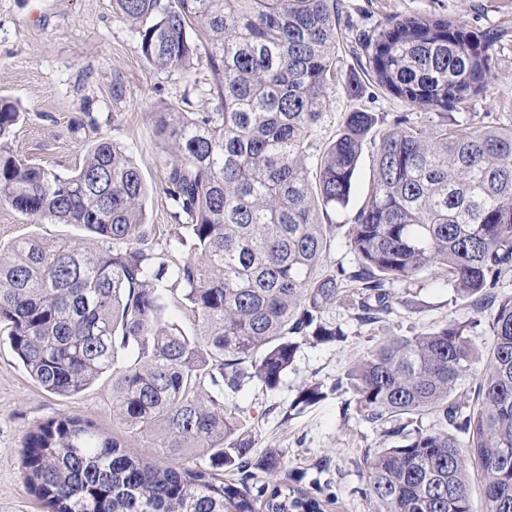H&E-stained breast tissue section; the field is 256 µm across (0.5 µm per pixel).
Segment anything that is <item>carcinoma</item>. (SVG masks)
I'll return each mask as SVG.
<instances>
[{
    "label": "carcinoma",
    "mask_w": 512,
    "mask_h": 512,
    "mask_svg": "<svg viewBox=\"0 0 512 512\" xmlns=\"http://www.w3.org/2000/svg\"><path fill=\"white\" fill-rule=\"evenodd\" d=\"M117 4L147 63L188 77L203 50L212 73L214 111L154 113L188 257L156 268L141 248L147 188L121 145L100 140L63 175L14 152L21 112L0 100V204L99 242L25 238L0 253V321L49 393H80L112 371L113 416L157 458H131L90 421L51 418L24 438L29 492L46 512H323L282 451L252 459L229 397L254 382L277 389L302 341L340 340L326 319L336 303L350 296L357 320L376 323L392 312V285L427 273L488 315L494 343L473 373L480 320H451L386 339L348 368L357 414L400 438L366 451L365 494L381 512H512V295L498 292L512 272V124L460 130L451 113L484 92L494 40L418 16L373 31L363 40L373 83L432 116L400 112L375 138L379 118L352 111L321 145L314 133L339 78L337 0ZM368 145L372 182L346 233L356 263L336 269L331 214L347 206ZM177 291L197 313L191 334L166 317ZM468 376L473 392L459 391ZM322 397L311 383L292 406ZM189 452L208 465L173 466ZM224 468L240 479L220 478ZM253 469L271 482L258 497L246 486Z\"/></svg>",
    "instance_id": "cac0c4a2"
}]
</instances>
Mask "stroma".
Listing matches in <instances>:
<instances>
[{"label": "stroma", "mask_w": 512, "mask_h": 512, "mask_svg": "<svg viewBox=\"0 0 512 512\" xmlns=\"http://www.w3.org/2000/svg\"><path fill=\"white\" fill-rule=\"evenodd\" d=\"M406 16L447 18L476 35L500 33L490 53L492 77L485 93L455 109L460 127L473 115L489 113L512 123V0H340L341 35L336 49L340 81L329 86L327 106L316 135L331 141L346 112L375 114L405 111L389 94L375 91L364 59L352 48L360 34ZM363 93L349 96L346 81ZM211 81L206 67L192 78L149 65L134 25L125 21L116 0H0V99L19 105L23 116L13 147L30 161L59 173L74 172L87 151L103 138L125 148L148 187L145 201L150 226L143 244L153 264L174 267L188 256L174 239L168 201L162 189L163 148L155 136L153 115L175 105L186 112H209L213 102L204 90ZM372 157L363 154L346 208L328 257L332 267L351 268L355 257L344 223L361 205L370 186ZM34 236L47 242L72 240L96 247V240L74 224H37L8 205H0V246ZM395 304L383 321H356L349 301L330 309L327 318L341 327V341L302 343L294 363L276 390L258 383L235 395L245 428L254 440L252 454L262 458L271 448L284 452L303 472L307 490L323 487L326 512H380L363 493L366 449L386 445L379 428L357 415L353 396L341 386L347 367L379 341L409 336L448 321L472 320L471 307L452 304L453 291L442 277L427 274L411 286L394 284ZM7 324H0V512H42L20 475V450L27 432L58 416L92 421L107 435L122 437L112 417V376L71 397L46 392L14 353ZM320 383L316 404L292 416L283 410L301 388Z\"/></svg>", "instance_id": "35a3bbf8"}]
</instances>
